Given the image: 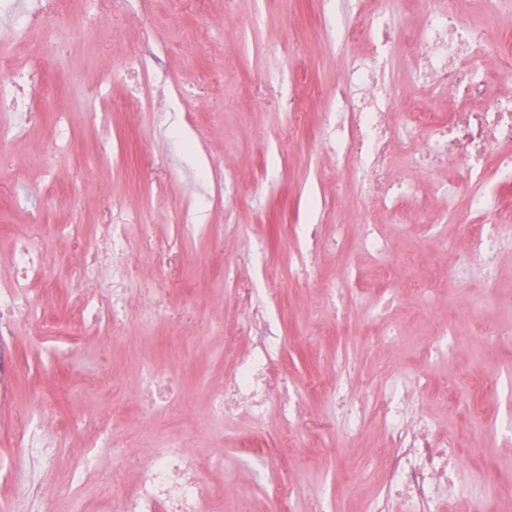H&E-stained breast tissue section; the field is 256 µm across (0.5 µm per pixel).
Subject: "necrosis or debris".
Segmentation results:
<instances>
[{"mask_svg":"<svg viewBox=\"0 0 512 512\" xmlns=\"http://www.w3.org/2000/svg\"><path fill=\"white\" fill-rule=\"evenodd\" d=\"M420 21L411 51L412 72L420 84L437 92H454L457 103L448 114L412 103L402 121L392 114L393 84L387 78L383 55L352 59L347 67L344 92L332 114L331 148L341 168L358 175L356 196L367 209L398 210L416 196L413 185L394 177L396 160L427 174L447 163L463 167L473 208L482 203V185L490 165L512 166V97L484 103L487 78L478 70L483 55L496 42L486 18L461 19L456 9L444 8L441 0H420ZM426 134L429 145L413 148L418 134ZM495 223L479 224L468 235L466 251H453L448 261V278L434 275L396 280L388 262L390 243L365 225L357 237L338 224L333 236L337 249L347 240L380 266L381 289L373 294L377 315H384L396 298H404L410 314L422 316L426 302L472 276L492 281L499 253L512 247V202L495 201ZM99 248H84V226H69L76 256L70 263L86 320L114 327L124 322L122 313L132 269L127 262L130 236L126 225L97 227ZM9 284L0 287V395L8 393L16 371L14 338L20 319L38 324L42 337L59 334L60 329L46 317L54 300L45 261L29 240H21L10 258ZM105 281V291L94 293L90 283ZM248 342L246 358L237 360L224 373V387L211 404V413L224 418L245 408L263 417L277 408L286 426L298 418V406L282 402L274 387V371L280 357L278 324L264 315L262 304L251 305L245 315ZM315 391L335 404L351 434H358L365 421L382 423L390 456L384 465L382 491L389 501L402 505L403 512H440L445 496L460 490V454L457 437L436 434L431 419L419 403L410 398L401 378L384 379L375 401L356 403L344 381L314 385ZM178 386L168 375L151 377L139 395L141 410L167 421L177 408ZM39 410L27 411L19 436L25 448L24 460L16 464L17 475H25L50 452V444L38 424ZM114 512H212L213 487L201 475L195 458L182 440L167 439L152 459L141 466L130 491L112 494Z\"/></svg>","mask_w":512,"mask_h":512,"instance_id":"necrosis-or-debris-1","label":"necrosis or debris"}]
</instances>
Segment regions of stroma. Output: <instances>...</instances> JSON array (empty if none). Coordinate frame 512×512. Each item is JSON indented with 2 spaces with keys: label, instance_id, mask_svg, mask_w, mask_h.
<instances>
[{
  "label": "stroma",
  "instance_id": "stroma-1",
  "mask_svg": "<svg viewBox=\"0 0 512 512\" xmlns=\"http://www.w3.org/2000/svg\"><path fill=\"white\" fill-rule=\"evenodd\" d=\"M373 7L372 0H325L320 7L314 0H203L183 10L174 0H96L83 29L62 0H47L26 17L27 36L0 42V60L34 77L23 96L38 114L29 123L0 125V282L10 275L17 228L39 226L36 238L57 286L53 312L67 330L80 315L68 291L65 260L72 245L52 229L125 224L133 242L128 318L112 338L95 337L78 353L61 355L34 324L16 329L17 371L10 392L0 397V460L22 456L16 409L56 398L58 412L40 419L56 443L53 456L33 473L53 494V512H72L74 488L88 512H112L93 486L100 473L132 485L137 462L163 441L130 398L155 371L179 383L196 426L184 446L217 489L216 512H273L277 474L266 463L270 454L298 485L285 512H363L379 487L376 464L388 452L382 431L373 425L350 441L335 407L309 386L315 376L335 377L342 343L362 352L360 374L347 377L353 394L375 395L382 384L372 374L377 366L404 376L409 395L436 428L459 434L463 487L491 478L494 505L502 512L512 508V443L498 432L512 403L493 391L476 396L460 374L466 361L471 375L512 380V250L499 254L494 282L468 279L434 303L424 320L397 308L376 317L371 291L378 270L359 250L347 256L357 277L346 286L345 304L331 307L321 298L322 281L338 272L334 252L318 253L306 280L288 273L295 224L382 225L393 265L411 252L420 270L441 277L448 273L446 243L466 246L464 173L442 169L426 177L398 169L405 182L455 180L458 211L448 215L434 199L408 203L391 217L364 210L352 174L338 172L335 155L318 142L344 87L347 60L372 50L370 41L347 32ZM382 22L395 34L388 51L394 113L405 112L414 97L450 110L451 96L436 97L411 75L415 10L393 0ZM145 54L155 59L153 73L136 69ZM295 110L302 126L293 134L288 117ZM186 214L200 226L191 235L178 229ZM423 220L445 225L446 239L421 233ZM273 264L279 276L271 283ZM155 288L170 305L189 306L197 315L189 330L196 341L182 362L167 356V321L145 324L137 316ZM258 300L277 314L283 336L280 390L303 403L289 431L275 412L257 420L241 410L217 423L207 416L225 369L248 350L242 320ZM452 308L460 317L458 356L426 353ZM489 324L508 331L493 349L480 339ZM391 325L401 338L385 337ZM97 373L111 376L109 390L85 389L84 378ZM451 383L456 389L447 406L438 393ZM106 419L120 426L129 459L98 447Z\"/></svg>",
  "mask_w": 512,
  "mask_h": 512
}]
</instances>
